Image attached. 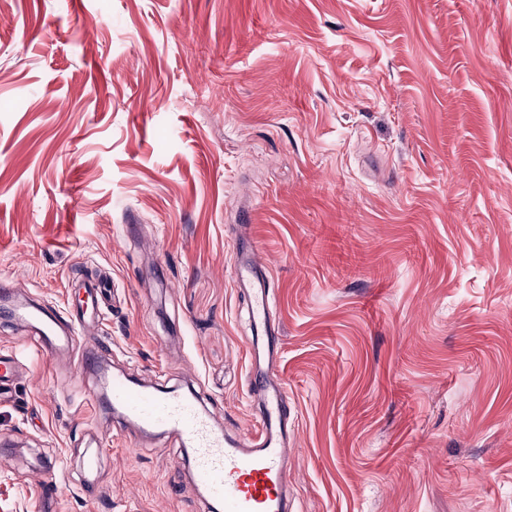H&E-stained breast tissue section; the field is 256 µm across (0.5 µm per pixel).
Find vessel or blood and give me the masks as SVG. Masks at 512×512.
Wrapping results in <instances>:
<instances>
[{
	"label": "vessel or blood",
	"instance_id": "obj_1",
	"mask_svg": "<svg viewBox=\"0 0 512 512\" xmlns=\"http://www.w3.org/2000/svg\"><path fill=\"white\" fill-rule=\"evenodd\" d=\"M233 275L236 287L249 297L252 323L267 326L275 300L268 272L252 242H238ZM103 290L101 283L86 282L79 311L62 324L34 307H18L17 313L35 324L42 352L49 356L59 344H73L84 334L85 313L99 309ZM277 344V336H267L264 357L251 373V392L261 406L260 427L234 437L217 432L193 397L175 391L136 389L114 374L107 378L114 413L139 429L170 432L191 449L196 482L218 512H287L289 412L288 398L275 374ZM100 353V346L95 344L78 347L76 373L94 371ZM20 362L19 354L0 355L1 396H10Z\"/></svg>",
	"mask_w": 512,
	"mask_h": 512
}]
</instances>
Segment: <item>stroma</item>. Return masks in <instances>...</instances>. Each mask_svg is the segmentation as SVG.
Segmentation results:
<instances>
[{
  "label": "stroma",
  "mask_w": 512,
  "mask_h": 512,
  "mask_svg": "<svg viewBox=\"0 0 512 512\" xmlns=\"http://www.w3.org/2000/svg\"><path fill=\"white\" fill-rule=\"evenodd\" d=\"M136 227L133 238L121 227ZM277 291L297 512H512V0H8L0 282L255 425L239 232ZM66 353L0 401V512H210Z\"/></svg>",
  "instance_id": "1"
}]
</instances>
